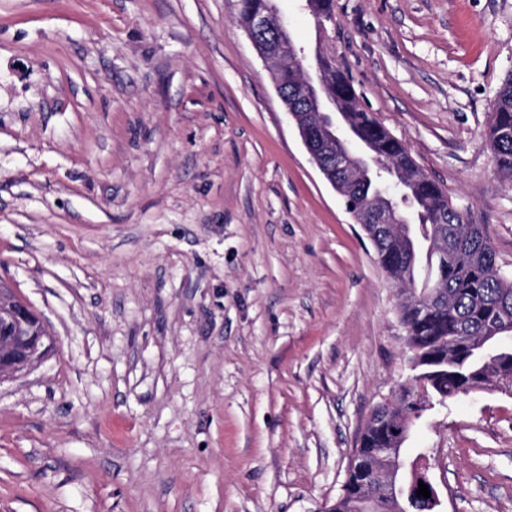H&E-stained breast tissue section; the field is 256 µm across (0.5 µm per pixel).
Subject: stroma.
I'll return each mask as SVG.
<instances>
[{"label":"stroma","instance_id":"stroma-1","mask_svg":"<svg viewBox=\"0 0 512 512\" xmlns=\"http://www.w3.org/2000/svg\"><path fill=\"white\" fill-rule=\"evenodd\" d=\"M334 56L512 276L483 138L512 0H335ZM238 0H0V285L55 346L0 379V512H328L408 371L399 295ZM439 512H512V396L410 431Z\"/></svg>","mask_w":512,"mask_h":512}]
</instances>
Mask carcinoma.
Segmentation results:
<instances>
[{
	"label": "carcinoma",
	"mask_w": 512,
	"mask_h": 512,
	"mask_svg": "<svg viewBox=\"0 0 512 512\" xmlns=\"http://www.w3.org/2000/svg\"><path fill=\"white\" fill-rule=\"evenodd\" d=\"M271 0H240L239 22L266 10ZM316 27L332 20L335 0H310ZM326 92L332 94L344 117L349 140L368 147L379 162L369 182L353 184L348 196L355 204L374 202L375 187L391 183L397 188L398 205L410 215L414 237L399 240L385 234L373 241L377 262L401 292L415 294L400 306L407 346L416 350L421 364L397 383L396 403L389 409L376 408L374 417L358 438L362 465L376 463L377 453L388 448L398 434L395 430L411 424L413 397L425 389L429 399L446 404L477 389L487 387L492 376L512 378V348L496 352L488 367L486 357L474 347V340L490 327L512 322V276L499 271L496 252L482 225L471 223L449 201L448 193L429 179L416 164L405 144L393 136L358 102L353 83L336 61L325 55L315 57ZM280 88L294 108L305 103L296 95L295 76L285 67ZM493 167L512 178V75L508 76L490 104L484 131ZM426 476L417 467L401 471L404 497L402 512H434L435 496H417L419 481ZM371 469L352 470L346 477L344 493L328 512H359L358 493L364 483L374 484Z\"/></svg>",
	"instance_id": "obj_1"
}]
</instances>
